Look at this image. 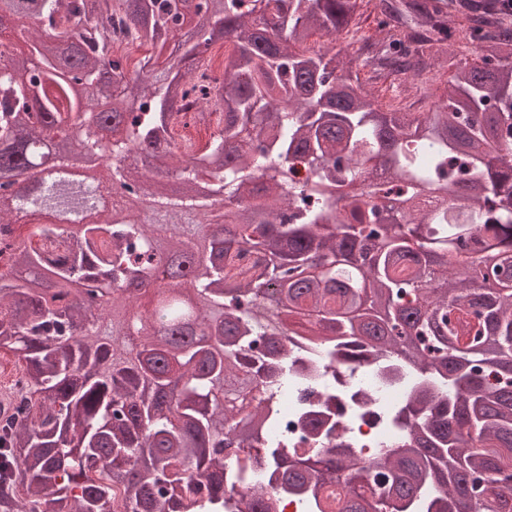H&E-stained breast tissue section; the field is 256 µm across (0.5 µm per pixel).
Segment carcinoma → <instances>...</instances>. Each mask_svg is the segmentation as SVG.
Listing matches in <instances>:
<instances>
[{
	"label": "carcinoma",
	"instance_id": "cac0c4a2",
	"mask_svg": "<svg viewBox=\"0 0 512 512\" xmlns=\"http://www.w3.org/2000/svg\"><path fill=\"white\" fill-rule=\"evenodd\" d=\"M371 0H0V194L34 224L105 192L150 197L145 213L103 211L67 236L72 259L9 251L30 286L0 285V352L22 363L15 413L0 422V506L11 512H224V439L252 444L280 410L294 336L318 357L367 346L439 382L415 393L408 440L372 465L297 450L274 459L284 491L326 512H512V17L502 0H379L389 41L369 57L309 39L356 31ZM192 41L183 30L196 18ZM20 26L27 51L3 38ZM119 22L153 53L112 46ZM475 43L474 57L456 47ZM224 71H198L216 44ZM449 49L430 112L369 95L360 67L412 83ZM219 93L222 120L188 154L172 113ZM66 145L53 150L56 137ZM154 146L141 178L139 147ZM102 160L85 184L12 192L48 158ZM302 179L295 178L299 169ZM176 175L169 195L157 174ZM396 191L403 207L386 209ZM13 209V210H15ZM0 207V225L16 224ZM120 294L112 314L96 295ZM141 348L117 344L128 305ZM479 334L457 342V314Z\"/></svg>",
	"mask_w": 512,
	"mask_h": 512
}]
</instances>
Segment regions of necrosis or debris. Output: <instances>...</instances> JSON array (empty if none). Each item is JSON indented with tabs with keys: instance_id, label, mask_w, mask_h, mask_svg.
Here are the masks:
<instances>
[{
	"instance_id": "1",
	"label": "necrosis or debris",
	"mask_w": 512,
	"mask_h": 512,
	"mask_svg": "<svg viewBox=\"0 0 512 512\" xmlns=\"http://www.w3.org/2000/svg\"><path fill=\"white\" fill-rule=\"evenodd\" d=\"M302 351L288 355V386L282 395L281 415L269 439L289 443L309 454L349 447L358 462H377L408 435L409 404L416 392L418 375L407 363L392 358L337 357L336 361L313 363L309 374L297 371ZM341 407L331 431L307 439L303 419L317 412L326 397ZM272 494L278 512H307L301 500L281 495L270 475L238 483L224 496V512H246L257 494Z\"/></svg>"
}]
</instances>
